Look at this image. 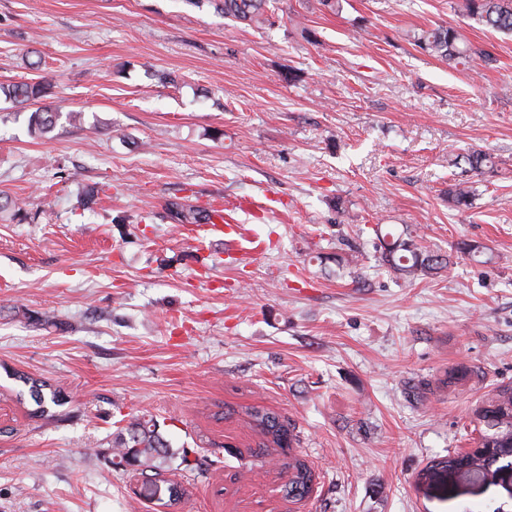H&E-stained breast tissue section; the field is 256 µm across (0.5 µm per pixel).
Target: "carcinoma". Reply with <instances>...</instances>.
Listing matches in <instances>:
<instances>
[{
	"instance_id": "cac0c4a2",
	"label": "carcinoma",
	"mask_w": 512,
	"mask_h": 512,
	"mask_svg": "<svg viewBox=\"0 0 512 512\" xmlns=\"http://www.w3.org/2000/svg\"><path fill=\"white\" fill-rule=\"evenodd\" d=\"M270 0H223L224 17L236 22L253 25L257 28L274 25V12L268 6ZM466 14L485 26L503 34H512V0H463ZM415 45L422 51L439 57L445 61L467 64L476 59L489 65L494 61L491 52L477 48L465 41L459 31L452 25H437L414 36ZM0 93L16 105H24L44 93L41 83L16 82L0 84ZM58 113L49 109H40L31 116V127L40 135L54 130ZM450 164L459 167L466 165L465 172L476 176L494 173L495 163L490 155L482 150H473L465 155L456 156ZM475 196L474 187L468 180H458L448 186V204L456 208L469 207ZM170 216L182 224H207L211 220V212L196 209L178 200L167 203ZM8 212L13 219L26 217L25 203L19 198H8L0 195V214ZM456 250L478 263H488L487 247L477 241H461ZM382 261L394 272L405 278L412 279L420 275H437L451 265L448 256L434 254L423 249L413 238L397 239L382 245ZM481 376L476 367H455L448 370L444 383L454 386L457 383ZM20 380L29 386V392L37 408L32 412L36 416L45 412L46 384L29 376H21ZM247 416L261 433L279 448L290 447V431L280 422L278 416L267 409L251 407ZM478 425L479 443L491 452L478 460L474 476H479L491 469L512 470V385L499 388L495 394L483 401L474 412ZM170 453L169 444L158 431L154 419L135 417L120 434L119 441L113 447L112 464L116 466H147L155 472L143 479L139 496L148 501L163 502L172 505L184 496V489L178 483L161 476L160 466L156 462ZM470 455L463 452L448 454V457L435 460L427 465L419 474V479L433 481L457 467L468 462ZM290 476L285 485L288 498L301 500L309 493L313 481L308 466L296 460L288 464Z\"/></svg>"
}]
</instances>
